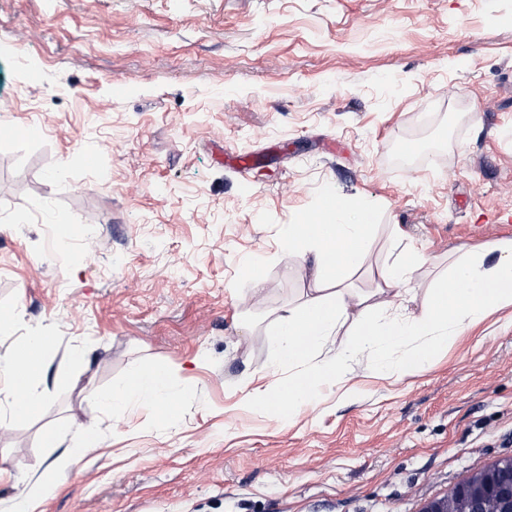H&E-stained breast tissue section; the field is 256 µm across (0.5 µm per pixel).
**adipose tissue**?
I'll list each match as a JSON object with an SVG mask.
<instances>
[{
  "instance_id": "ef3b65f1",
  "label": "adipose tissue",
  "mask_w": 512,
  "mask_h": 512,
  "mask_svg": "<svg viewBox=\"0 0 512 512\" xmlns=\"http://www.w3.org/2000/svg\"><path fill=\"white\" fill-rule=\"evenodd\" d=\"M372 219L370 210L340 198L335 211L326 213L321 223L288 227L285 242L289 251L313 258L316 290L275 318L280 335L275 363L294 368V375L249 396L279 419L298 415L323 382L341 373L345 358H366L382 372L426 371L440 345L501 302H512V241L492 243L488 249L498 255L493 266H484L479 255L465 254L449 268L447 276L434 283L419 313L400 321L380 322L367 313L363 298L353 293L349 283L363 262ZM424 261L422 253L409 250L383 267L377 296L389 303L412 295L413 273ZM342 331L348 339L335 359L310 367L315 352ZM46 344L45 337L33 336L24 350L0 355V395L6 398L11 415L34 412L42 401L38 384L45 369ZM393 348L401 354L391 361L385 353ZM169 380L165 368L136 366L111 391L98 395L97 401L117 417L139 403L159 404Z\"/></svg>"
}]
</instances>
